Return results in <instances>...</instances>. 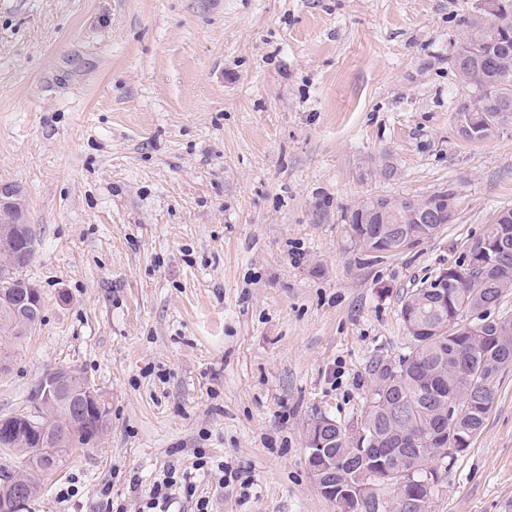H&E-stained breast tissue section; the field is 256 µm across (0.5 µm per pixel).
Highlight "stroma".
Returning <instances> with one entry per match:
<instances>
[{
    "instance_id": "1",
    "label": "stroma",
    "mask_w": 512,
    "mask_h": 512,
    "mask_svg": "<svg viewBox=\"0 0 512 512\" xmlns=\"http://www.w3.org/2000/svg\"><path fill=\"white\" fill-rule=\"evenodd\" d=\"M480 0H0V184L21 191L41 320L0 372V418L75 371L103 434L24 512H336L309 423L360 424L406 293L512 207V130L470 143L448 67ZM450 190L455 217L389 254L343 216ZM481 432L439 460L431 512H512V365ZM248 476L195 470L197 454ZM74 376L70 370H58L46 374L40 381L35 403L40 406L53 403L55 399L78 398L82 405L99 411L104 420L107 419V410L99 392L88 382L83 380L81 387L75 390L73 387ZM177 484L176 469L165 472L163 478L154 482L148 498L142 505V511L139 512H169V508L174 503L173 491Z\"/></svg>"
}]
</instances>
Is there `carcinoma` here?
<instances>
[{"mask_svg": "<svg viewBox=\"0 0 512 512\" xmlns=\"http://www.w3.org/2000/svg\"><path fill=\"white\" fill-rule=\"evenodd\" d=\"M448 67L471 90L455 114H467L485 140L512 129V111L503 109L504 101L512 100V47L497 28L481 15L467 18L464 35L448 55ZM441 198L455 208L450 191L425 199L378 197L344 214V221L362 249L384 245L398 232L419 242L437 234L440 225L428 223L426 214ZM477 241L482 248L402 298L407 351L394 363L376 358L369 365L370 403L363 424L372 444L336 475V493L341 496L360 485L368 490L364 512H407V500L426 494L410 478L425 477L431 453L452 459L469 448L492 408L497 374L512 365L511 316H493L480 327L474 320L464 323L484 306L498 305L512 290V208L498 211ZM9 283L0 281V360L9 357L6 342L27 335L5 298ZM35 420L55 435L65 432L78 439L96 426V416L76 403L47 406ZM323 436L336 456L346 454L345 427L338 423ZM11 450L23 458L34 451L61 457L52 439L23 436L12 442ZM1 473L26 500L40 489L39 471L33 468L1 467Z\"/></svg>", "mask_w": 512, "mask_h": 512, "instance_id": "obj_1", "label": "carcinoma"}]
</instances>
